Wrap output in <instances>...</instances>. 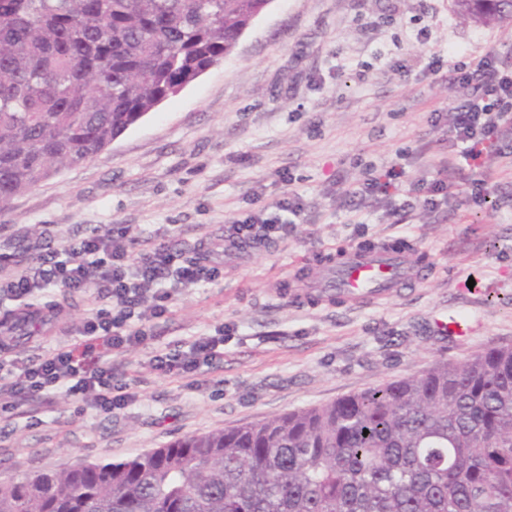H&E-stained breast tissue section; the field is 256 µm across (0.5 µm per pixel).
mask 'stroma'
I'll return each mask as SVG.
<instances>
[{
  "label": "stroma",
  "instance_id": "35a3bbf8",
  "mask_svg": "<svg viewBox=\"0 0 512 512\" xmlns=\"http://www.w3.org/2000/svg\"><path fill=\"white\" fill-rule=\"evenodd\" d=\"M512 54V22L479 26L453 0H271L233 51L92 160L61 170L0 209V267L35 266L47 247L98 224L129 226L132 251L165 242L215 247L220 274L173 293L148 344L111 355L112 383L137 395L109 412L58 394L0 420V480L79 459L121 460L175 440L300 408L512 346V135L484 145L450 179L448 203L395 213L392 198L351 192L391 164L431 180L448 153L436 113L461 99L432 58ZM491 177L485 197L472 181ZM303 211L287 239L227 256L240 214L285 193ZM400 243L427 257L421 282L358 305L306 289L337 254ZM92 298L53 288L60 317L36 327L21 359L70 346ZM462 314L449 336L436 319ZM228 328L224 355L197 375L163 376L156 349Z\"/></svg>",
  "mask_w": 512,
  "mask_h": 512
}]
</instances>
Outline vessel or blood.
Here are the masks:
<instances>
[{
	"mask_svg": "<svg viewBox=\"0 0 512 512\" xmlns=\"http://www.w3.org/2000/svg\"><path fill=\"white\" fill-rule=\"evenodd\" d=\"M424 271L408 267L404 256L391 249L354 252L346 256L336 270L318 283L321 290L339 288L359 301L384 297L409 279L420 280Z\"/></svg>",
	"mask_w": 512,
	"mask_h": 512,
	"instance_id": "1",
	"label": "vessel or blood"
}]
</instances>
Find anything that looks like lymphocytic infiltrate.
Returning a JSON list of instances; mask_svg holds the SVG:
<instances>
[{"instance_id":"obj_1","label":"lymphocytic infiltrate","mask_w":512,"mask_h":512,"mask_svg":"<svg viewBox=\"0 0 512 512\" xmlns=\"http://www.w3.org/2000/svg\"><path fill=\"white\" fill-rule=\"evenodd\" d=\"M462 101L444 116L451 159L468 161L475 146L496 139L512 128V63L486 54L470 62L453 64ZM302 206L283 195L273 211L241 214L224 242L232 254L250 240L280 238L287 216H299ZM219 268L211 259L186 258L159 245L132 253L125 234L100 224L80 239H66L60 248L41 255L37 266L0 276V292L23 306L29 317H41L31 297L47 288L70 293L94 292L96 302L83 319L80 333L88 341L106 339L117 351L143 345L151 336L152 320L165 315L172 291L213 281ZM17 336L13 326L0 323V419L13 414L18 403L36 402L63 393L81 399L85 406L106 412L131 401L128 393L113 394L112 366L93 349L76 357L73 349L49 350L34 363L13 357ZM224 354V334L216 332L193 341L189 350L161 351L151 358L155 371L164 375H193L200 365Z\"/></svg>"}]
</instances>
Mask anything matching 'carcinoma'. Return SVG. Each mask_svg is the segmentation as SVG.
<instances>
[{
	"label": "carcinoma",
	"mask_w": 512,
	"mask_h": 512,
	"mask_svg": "<svg viewBox=\"0 0 512 512\" xmlns=\"http://www.w3.org/2000/svg\"><path fill=\"white\" fill-rule=\"evenodd\" d=\"M271 0H0V209L96 157ZM465 19L508 0H454ZM0 512H512V347L331 404L0 482Z\"/></svg>",
	"instance_id": "carcinoma-1"
}]
</instances>
